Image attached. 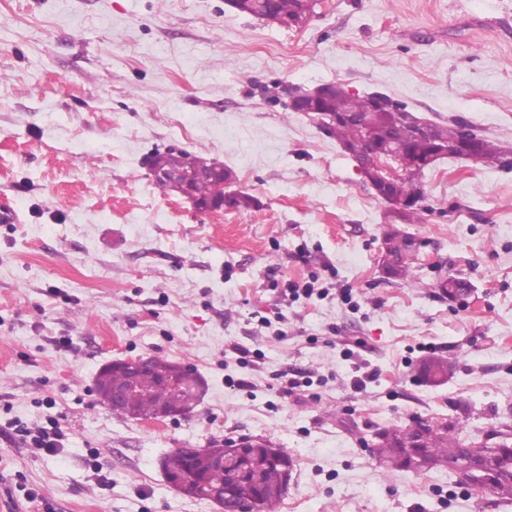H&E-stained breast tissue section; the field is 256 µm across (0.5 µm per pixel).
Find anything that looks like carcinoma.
<instances>
[{
	"instance_id": "1",
	"label": "carcinoma",
	"mask_w": 512,
	"mask_h": 512,
	"mask_svg": "<svg viewBox=\"0 0 512 512\" xmlns=\"http://www.w3.org/2000/svg\"><path fill=\"white\" fill-rule=\"evenodd\" d=\"M233 10L258 16L270 22L276 20L301 26L310 14L306 0H236ZM394 108L375 113L368 134L364 135L351 122H337L328 125L327 132L336 137L342 148L353 158L365 159L369 152L376 150L381 153L392 139H399L410 152L427 156L436 144L453 145L468 137L480 141L481 148L475 155L458 153V158L473 159L503 170H512V151H506L492 141L477 134L472 126L461 119H455L451 125L427 123L431 130V138L420 139L413 135L411 128L401 121V113L407 106L397 100ZM375 99L371 93L352 96L339 91L328 98L323 105L324 112L333 115L360 116L374 109ZM152 166L160 170H180L186 167L208 169L214 161L192 154L185 150L168 149L156 151L151 156ZM236 178L234 171L224 168V178L219 180H198L192 184V197L199 203H209L224 196V181ZM413 196L423 199V195L415 179L393 184L389 187V197L393 201H405ZM413 235L390 224L384 229L382 243L393 257L394 265L388 275L394 279L406 280L414 276L409 240ZM422 369L433 378L438 385L448 379V362L443 358H430L424 362ZM140 384L147 389L151 398L142 401L133 396L129 399L130 415L147 417L151 415L152 406L163 404L175 411L184 413L192 410L200 400L197 389L205 387L202 376L192 367L185 369L174 367V363L159 358L156 369L146 371L140 376ZM503 436L504 444L495 450L499 460V499L512 500V483L508 476L512 474V427L502 425L497 429ZM469 438L465 436L463 427L456 423L441 432L426 430L410 422L382 429V433L373 437L370 443L372 456L386 468L396 471L411 470L407 449L420 446L423 448L428 469H446L448 463L456 460L467 448ZM240 479L242 488L254 494L260 512H277L279 504L288 491L293 460L284 450L274 451L272 443L262 437L247 438L243 448ZM162 470L166 480L181 482L183 495L192 499H202L199 484L209 489L223 488L232 481V471L222 468H202L195 457L179 449L163 456Z\"/></svg>"
}]
</instances>
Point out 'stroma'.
Here are the masks:
<instances>
[{
  "label": "stroma",
  "instance_id": "obj_1",
  "mask_svg": "<svg viewBox=\"0 0 512 512\" xmlns=\"http://www.w3.org/2000/svg\"><path fill=\"white\" fill-rule=\"evenodd\" d=\"M325 83L512 150V0H319L293 29L224 0H0V512H220L160 460L242 436L293 459L278 512H512L367 448L416 417L512 424V171L438 161L406 227L472 297L439 298L424 264L386 277L390 204L288 106ZM169 148L230 167L253 205L161 192L145 161ZM145 353L204 377L187 417L100 403L99 369ZM431 356L454 365L439 387ZM52 418L58 454L16 433Z\"/></svg>",
  "mask_w": 512,
  "mask_h": 512
}]
</instances>
